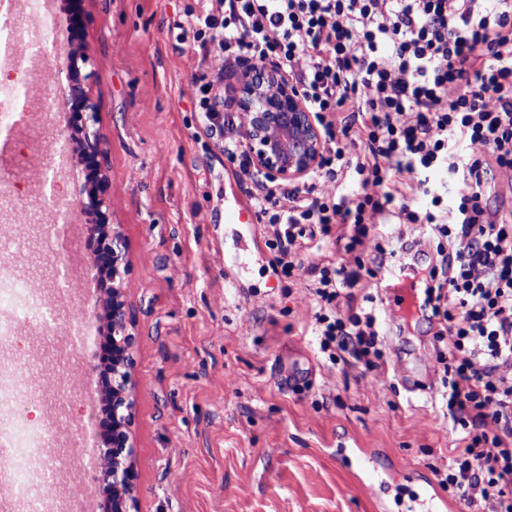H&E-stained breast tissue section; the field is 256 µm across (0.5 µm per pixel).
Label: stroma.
<instances>
[{
  "label": "stroma",
  "mask_w": 512,
  "mask_h": 512,
  "mask_svg": "<svg viewBox=\"0 0 512 512\" xmlns=\"http://www.w3.org/2000/svg\"><path fill=\"white\" fill-rule=\"evenodd\" d=\"M198 0H91L86 40L106 134L112 220L132 247L127 280L138 334L133 431L140 512H378L344 448L377 451L379 467L414 470L401 512H420L424 484H437L456 441L430 396L443 367L432 331L385 338L391 365L361 372L330 363L311 334L308 282L283 276L259 220L229 224L249 206L237 162L210 138L194 101L203 80L229 95L233 79L218 47L200 54L178 25ZM67 19L56 10L54 47L35 72L6 68L0 85H28L33 107L17 117L11 160L0 168V260L37 306L22 312L20 340L0 343V362L29 378L27 403L41 410L54 448L85 455L87 402L105 318L94 284L77 274L60 298L53 271L88 262L77 238L52 243L79 167L55 195L40 189L43 163L64 146L57 110ZM60 316L44 329L41 314ZM297 367L291 388L281 372Z\"/></svg>",
  "instance_id": "1"
}]
</instances>
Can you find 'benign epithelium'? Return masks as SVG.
I'll return each instance as SVG.
<instances>
[{
  "mask_svg": "<svg viewBox=\"0 0 512 512\" xmlns=\"http://www.w3.org/2000/svg\"><path fill=\"white\" fill-rule=\"evenodd\" d=\"M89 0H67L73 37L61 53L57 72L61 86L58 111L66 117V164L77 161L84 182L75 199L80 213L93 218L100 232L85 241L89 261L84 268L90 279L104 273L107 285L103 303L108 312V341L112 369L93 366L97 387L106 392L105 417L94 420L101 429L96 459L109 485L108 512H139L141 486L135 466L132 427L136 408L137 336L130 312L126 278L131 266V247L123 225L112 222V180L105 162L106 136L95 97V74L84 71L88 47L81 33ZM232 95L224 102L242 117L239 135L247 147L249 168L265 180L283 184L302 181L320 164L324 137L302 90L278 69L239 60Z\"/></svg>",
  "mask_w": 512,
  "mask_h": 512,
  "instance_id": "7a95c632",
  "label": "benign epithelium"
}]
</instances>
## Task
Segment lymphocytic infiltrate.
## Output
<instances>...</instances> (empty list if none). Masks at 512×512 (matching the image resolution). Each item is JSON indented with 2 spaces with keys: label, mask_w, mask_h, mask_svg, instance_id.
<instances>
[{
  "label": "lymphocytic infiltrate",
  "mask_w": 512,
  "mask_h": 512,
  "mask_svg": "<svg viewBox=\"0 0 512 512\" xmlns=\"http://www.w3.org/2000/svg\"><path fill=\"white\" fill-rule=\"evenodd\" d=\"M204 2L186 21L193 47L277 67L323 132L303 184L257 180L248 192L282 274L309 282L321 352L382 370L386 324L354 294L363 257L396 286L436 240L421 308L448 324L436 335V399L460 445L439 484L464 507L512 512V212L486 202L491 172L512 188V0ZM211 90L201 85L196 101L206 130L248 173L241 119L217 113ZM436 170L452 176L451 200L430 188ZM414 191L425 211L412 208ZM388 224L409 231L388 237ZM329 238L346 261L309 259L310 242Z\"/></svg>",
  "instance_id": "obj_1"
}]
</instances>
